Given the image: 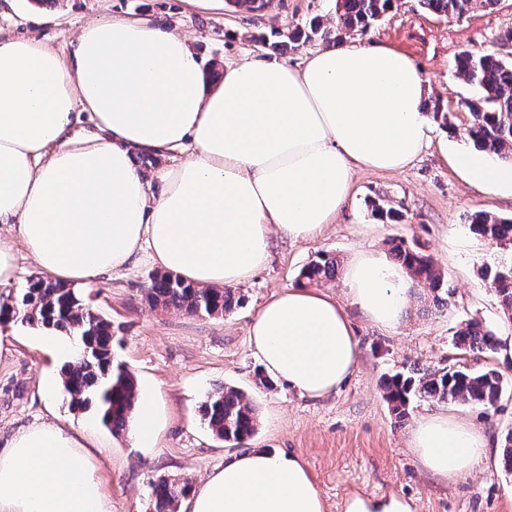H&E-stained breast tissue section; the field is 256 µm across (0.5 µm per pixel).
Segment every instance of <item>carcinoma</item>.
I'll return each instance as SVG.
<instances>
[{"mask_svg": "<svg viewBox=\"0 0 512 512\" xmlns=\"http://www.w3.org/2000/svg\"><path fill=\"white\" fill-rule=\"evenodd\" d=\"M420 6L437 15L462 17L477 7H491L497 0H419ZM394 7V0H336V30L320 21L295 28L286 35L288 43L299 44L316 38L364 34ZM456 67L479 95L462 102L470 121L465 128L476 151L494 159L512 162V31L502 34L490 51L464 49L456 57ZM474 233L500 248H512V217L502 218L485 212L470 216ZM393 257L403 265L417 284L434 293L438 306L448 303L451 286L433 261L419 247L399 242ZM336 258L323 254L300 273L308 284L336 277ZM503 312L512 316V265L485 269ZM146 300L152 307L183 311L197 316L231 313L241 303L235 288H199L170 272L149 276ZM15 322L52 328L76 338V359L62 370V381L71 396V406L83 410L98 408L102 421L118 433L129 427L136 401V384L127 367L115 360L112 322L93 313L86 299L76 290L46 277L29 281L24 292L0 305V316ZM455 349L494 353L493 331L477 322H465L453 335ZM386 400L400 421L409 415L415 398L431 401H459L493 407L502 394V383L494 369L473 371L465 365L411 368L407 373L388 377L383 384ZM202 411L215 436L236 448H245L255 436L259 423L254 402L231 387H220L207 396ZM193 489L190 478L159 477L152 486L153 512H179L181 501Z\"/></svg>", "mask_w": 512, "mask_h": 512, "instance_id": "1", "label": "carcinoma"}]
</instances>
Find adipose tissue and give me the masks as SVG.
Masks as SVG:
<instances>
[{
  "label": "adipose tissue",
  "mask_w": 512,
  "mask_h": 512,
  "mask_svg": "<svg viewBox=\"0 0 512 512\" xmlns=\"http://www.w3.org/2000/svg\"><path fill=\"white\" fill-rule=\"evenodd\" d=\"M186 37L141 18L85 25L69 59L35 37L0 36V287L26 252L72 288L141 258L200 287L249 282L274 235L305 240L348 200L356 169L397 172L429 145L426 81L406 54L350 40L311 52L301 68L275 60L226 65L218 83ZM187 160L146 176L133 152ZM450 165L470 185L512 199V165L465 152ZM164 184L149 192L150 178ZM348 302L291 287L248 327L263 371L301 396L336 392L355 370L348 311L384 330L402 322L412 280L363 252L346 274ZM164 406L139 398L134 447L155 451ZM409 445L428 473L472 472L489 443L467 423L423 417ZM186 512H324L300 457L254 450L197 485ZM0 512H112L78 435L40 423L0 450Z\"/></svg>",
  "instance_id": "1"
}]
</instances>
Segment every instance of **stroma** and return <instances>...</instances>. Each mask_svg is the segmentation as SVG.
I'll return each instance as SVG.
<instances>
[{"label": "stroma", "instance_id": "1", "mask_svg": "<svg viewBox=\"0 0 512 512\" xmlns=\"http://www.w3.org/2000/svg\"><path fill=\"white\" fill-rule=\"evenodd\" d=\"M336 0H269L252 14L226 6L203 10L186 0H14L0 11V33L39 38L61 56H69L80 29L91 20L147 17L190 39L205 65L275 58L295 67L324 48L316 39L274 53L253 37L288 33L313 17L332 25ZM512 30V0L479 7L462 18L423 11L419 0H397L390 15L359 40L383 44L408 54L427 80V101L454 113L458 133L432 123L431 143L411 165L397 173L358 170L351 195L331 224L316 237L293 242L273 240L268 266L239 286L243 297L234 312L195 316L173 309L151 308L144 289L153 264L144 262L121 277L89 288L94 311L111 321L121 341L115 358L136 379L138 392H159L166 425L158 454L133 448L128 432L105 427L95 409L73 410L63 386L52 396L40 386L60 378V365L41 329L16 325L12 352L0 359V447L18 430L54 422L79 433L91 446L96 474L112 501V512H153L152 485L158 477H188L201 482L236 456L209 430L201 406L220 386L242 390L257 405L259 426L251 449L293 453L308 466L325 512H347L351 500L393 497L410 512H512V475L504 471L500 452L512 427V362L490 353L471 359L472 368L499 371L506 389L495 406L485 408L416 400L410 415L398 421L381 388L385 376L414 365H452L457 354L452 337L465 320H476L495 332L512 328L483 267L512 261V251L489 244L471 232L468 217L485 211L512 217V200L485 194L466 184L444 161L443 142L471 150L463 135L469 115L462 99L476 90L457 72L455 58L465 48L490 49ZM399 209L404 219L390 223L375 204ZM416 244L429 254L449 280V304L435 308L417 295L396 331H384L352 318L361 355L348 380L321 399L300 396L284 384L264 388L255 375L259 366L248 343V326L271 295L299 284L302 269L320 253L336 256L340 266L364 251L389 252L393 240ZM462 418L491 441L490 455L469 475L444 480L426 472L409 446L417 421L434 412Z\"/></svg>", "mask_w": 512, "mask_h": 512}]
</instances>
